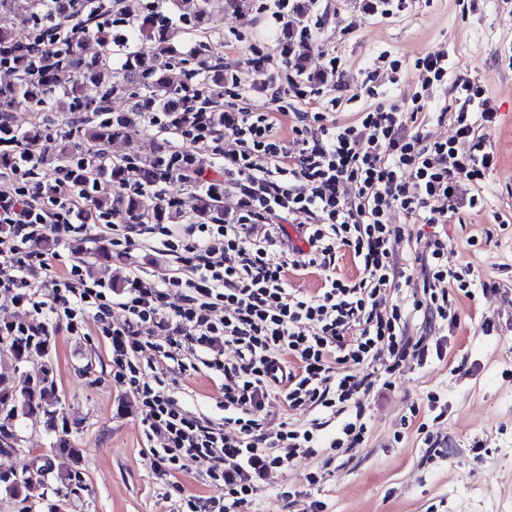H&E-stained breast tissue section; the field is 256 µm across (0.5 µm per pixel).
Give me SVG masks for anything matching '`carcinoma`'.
Wrapping results in <instances>:
<instances>
[{"instance_id":"1","label":"carcinoma","mask_w":512,"mask_h":512,"mask_svg":"<svg viewBox=\"0 0 512 512\" xmlns=\"http://www.w3.org/2000/svg\"><path fill=\"white\" fill-rule=\"evenodd\" d=\"M74 0H56L48 10L44 0H0V67L14 74L10 83L0 84V171L8 172L22 163L28 146L49 130L47 123H34L22 130L14 125L12 112L27 108L34 112H59L74 120V130L61 137L58 152L41 158L48 170H65L72 182L85 188L106 178L114 193L95 196L89 215L101 219L108 215L121 224H193L224 223V184H201L196 179L199 161L157 141L134 156L107 158L106 147L139 130L149 112H167L175 121L170 130L180 131L193 125L197 112L208 111L213 99L224 96V69L199 61L206 72L198 87L204 105L195 106L189 80L171 75L175 22L162 11L147 12L134 3L124 4L120 16L111 19L99 5H87L82 19L70 25L76 13ZM178 22L191 31H204L213 24L210 0H172ZM295 30L283 26L281 53L297 73H307L304 56L295 50ZM93 38L103 53L93 58L82 55V43ZM151 45L148 53L136 49L139 42ZM117 47L123 50L120 80L115 79L104 54ZM131 92L137 98L129 111L112 110V98ZM136 173L144 185L151 186L178 176L194 190L196 204L192 212L183 210L179 198L161 199L149 192L122 190L130 173ZM10 354L22 365L41 362L40 373L22 387L0 378V452H14L19 447L13 423L41 413L50 428L57 426L60 397L53 380V369L45 362L48 355L46 336H3ZM32 475L10 477L0 473V485L13 496L28 490Z\"/></svg>"}]
</instances>
